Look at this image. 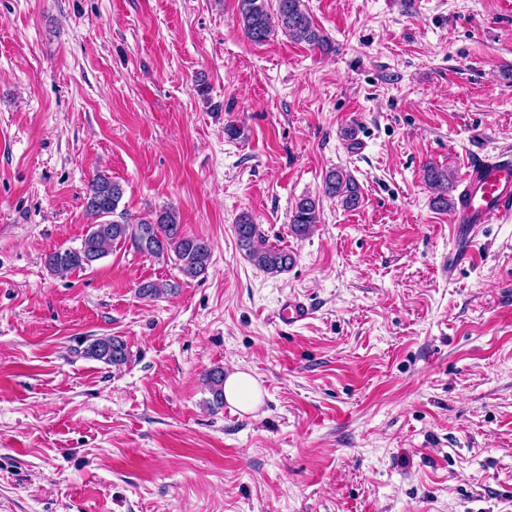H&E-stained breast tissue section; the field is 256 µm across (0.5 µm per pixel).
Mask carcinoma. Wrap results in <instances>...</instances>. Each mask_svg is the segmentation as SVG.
Wrapping results in <instances>:
<instances>
[{
	"label": "carcinoma",
	"mask_w": 512,
	"mask_h": 512,
	"mask_svg": "<svg viewBox=\"0 0 512 512\" xmlns=\"http://www.w3.org/2000/svg\"><path fill=\"white\" fill-rule=\"evenodd\" d=\"M238 0L239 23L246 36L255 43H262L275 32L305 41L324 52L334 46L315 27L305 7L304 0ZM424 178L433 192V205L439 210L451 206L448 200V172L430 164L424 170ZM325 196L336 198L347 209L360 203L361 194L356 181L350 175L331 170L324 178ZM123 188L117 181L99 175L89 183L85 194V210L93 220L108 218L104 228L89 231L76 249L55 250L45 256V265L52 271L67 272L84 269L106 257L121 243L130 242L143 254L161 258L174 256L180 272L188 279L205 274L211 261L212 249L208 241L190 237L182 232V225L173 208H166L151 218L133 219L119 210ZM319 221V203L309 196L301 197L289 215L292 234L300 239L311 235ZM239 247L256 266L269 274L287 271L295 261L286 248L265 245L260 240L257 225L250 215H240L235 223ZM87 354L107 365L120 367L128 360L126 343L117 336L94 339ZM205 384L213 396L214 404L224 403V370L214 368L205 374Z\"/></svg>",
	"instance_id": "cac0c4a2"
}]
</instances>
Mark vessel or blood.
<instances>
[{
    "label": "vessel or blood",
    "mask_w": 512,
    "mask_h": 512,
    "mask_svg": "<svg viewBox=\"0 0 512 512\" xmlns=\"http://www.w3.org/2000/svg\"><path fill=\"white\" fill-rule=\"evenodd\" d=\"M462 194L450 217L455 237L464 242L457 254L461 262L472 260L470 244L482 225L512 218V151L471 158L466 164Z\"/></svg>",
    "instance_id": "b4317fda"
}]
</instances>
